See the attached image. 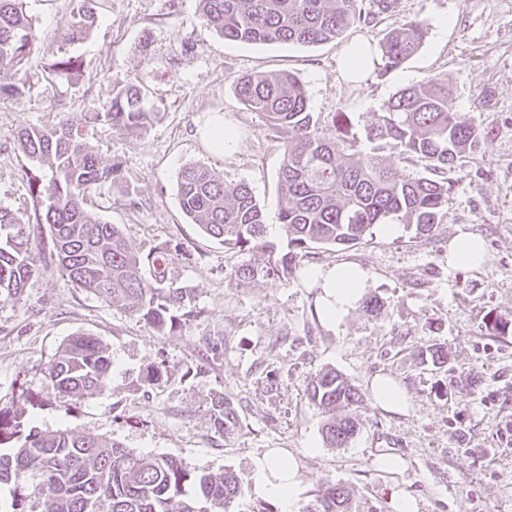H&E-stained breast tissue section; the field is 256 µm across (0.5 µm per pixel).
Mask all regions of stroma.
<instances>
[{"instance_id":"1","label":"stroma","mask_w":512,"mask_h":512,"mask_svg":"<svg viewBox=\"0 0 512 512\" xmlns=\"http://www.w3.org/2000/svg\"><path fill=\"white\" fill-rule=\"evenodd\" d=\"M76 5L24 0L35 48L23 99H0V206L33 211L26 176L33 164L15 149L19 129L104 109L116 89L137 84L154 118L138 136L106 124L95 129L92 145L103 163L120 167L121 179L89 190L84 206L119 225L135 250L183 247L187 255L169 276L194 288L199 315L162 336L141 317L67 285L56 269L41 270L21 299L0 296V414H21L42 432L92 434L178 458L200 473L230 470L245 479L255 456L277 449L299 463L304 505L328 482L345 486L359 512H396L402 496L415 512H512V447L497 439L512 417V328H487L494 317L512 325V0H400L401 17L425 27L421 47L387 73L372 63L357 82L340 69L343 52L357 41L378 47L393 18L376 17L324 44L233 42L207 24L199 0H105L96 28L73 49L79 71L57 76L48 65ZM280 70L303 84L312 112H348L359 131L400 89L447 78L456 110L474 118L482 138L464 170L447 174L453 188L433 237L403 224L392 235L379 227L368 243L299 256L290 281L231 277L245 254L185 217L178 172L201 164L224 181L248 183L270 240L286 248L282 152L262 115L235 93L239 77ZM216 116L238 131L237 145L223 154L198 135ZM461 230L484 241L481 265L449 267L448 240ZM345 262L368 271L366 294L383 307L374 315L356 307L331 328L301 271ZM80 334L108 349L112 370L101 391L73 402L53 387L47 368ZM215 339L223 342L216 351ZM435 344L448 349L440 367L424 359ZM151 366L161 378L147 386ZM329 368L364 392L374 376L394 378L410 396L407 413L366 399L359 434L348 447H328L324 417L305 389ZM220 397L241 419L230 438L210 419ZM384 453L398 457L400 468H378L374 460Z\"/></svg>"}]
</instances>
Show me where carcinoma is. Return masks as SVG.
Here are the masks:
<instances>
[{
  "label": "carcinoma",
  "mask_w": 512,
  "mask_h": 512,
  "mask_svg": "<svg viewBox=\"0 0 512 512\" xmlns=\"http://www.w3.org/2000/svg\"><path fill=\"white\" fill-rule=\"evenodd\" d=\"M96 0H78L72 21L61 35L50 64L69 76L79 57L68 47L84 41L96 23ZM203 16L224 39L238 42L315 45L333 41L369 15L396 16L400 0H200ZM419 21L392 27L380 43L383 68L399 67L422 44ZM34 36L23 0H0V97L18 100L27 86L25 61ZM248 109L263 115L283 152L278 173L280 223L288 252L277 253L267 240L262 207L245 182L227 183L202 165L178 173L183 213L227 249L250 255L231 276L240 282L258 277H293L298 255L313 248L352 247L373 238L378 224H408L431 236L442 223L452 185L447 173L463 167L465 154L480 144V132L456 111L448 82L432 77L400 89L360 134L345 112L327 117L309 109L306 92L289 71L250 74L236 83ZM153 119L136 85L117 90L108 109L64 116L46 129L23 128L17 150L47 168L28 176L33 219L0 207V296L18 299L40 270L29 251L30 221L48 226L61 278L105 303L119 305L150 321L160 335L198 315L193 291L168 281V269L184 255L181 247L159 244L146 254L130 247L117 224L86 211L82 197L91 187L116 181L118 168L103 164L81 131L107 123L130 135L141 134ZM420 161L427 175L406 173L396 161ZM105 346L90 335L63 344L48 368L52 385L63 395L82 399L101 390L111 371ZM307 400L325 417L322 434L331 448L346 447L358 434V388L334 369L314 375ZM214 428L229 438L240 427L233 402L222 397L212 408ZM16 440L12 454H0V485L13 484L9 512H28L32 496L40 512H233L245 496L236 474H197L170 456L137 453L90 434L24 431L17 418L0 416V443ZM305 512H356L339 484L321 487Z\"/></svg>",
  "instance_id": "cac0c4a2"
}]
</instances>
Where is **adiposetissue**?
<instances>
[{"instance_id":"adipose-tissue-1","label":"adipose tissue","mask_w":512,"mask_h":512,"mask_svg":"<svg viewBox=\"0 0 512 512\" xmlns=\"http://www.w3.org/2000/svg\"><path fill=\"white\" fill-rule=\"evenodd\" d=\"M304 274L320 287L321 316L333 327L356 307L369 281L368 273L351 263L313 266ZM249 483L253 495L278 502L282 512H294L302 492L296 459L275 450L254 459Z\"/></svg>"}]
</instances>
